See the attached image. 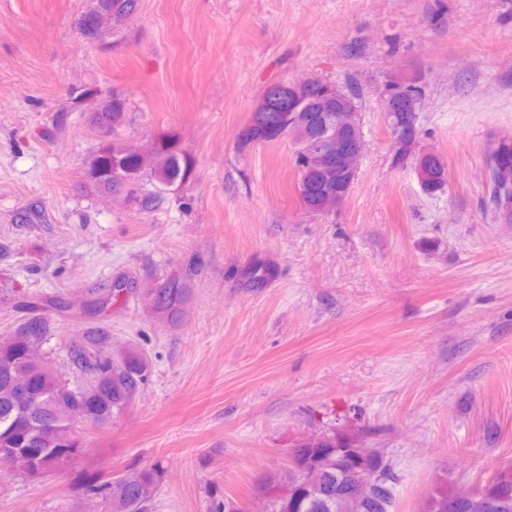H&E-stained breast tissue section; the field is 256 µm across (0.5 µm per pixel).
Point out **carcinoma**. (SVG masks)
<instances>
[{
    "label": "carcinoma",
    "mask_w": 512,
    "mask_h": 512,
    "mask_svg": "<svg viewBox=\"0 0 512 512\" xmlns=\"http://www.w3.org/2000/svg\"><path fill=\"white\" fill-rule=\"evenodd\" d=\"M422 95L421 87L414 89L399 85L387 97L394 119L405 130L403 138L394 145L392 164L402 166L412 153L419 128V113L407 106L409 95ZM308 122L300 135L317 138L321 134L323 111L336 113V100L324 94V81L316 78L297 91ZM112 105L98 114L96 122L112 123V145L100 148L87 161L85 177L97 192L114 188L112 169L119 166L134 173L135 178L148 176L156 191L145 194V203L161 201V195L181 183L190 181L193 174L192 157L179 148L173 135H165L152 145L148 156L127 152L118 138L125 123L126 99L110 95ZM275 112H253L251 139L239 142L243 148L255 144H274V136L267 131ZM298 173V195L304 210L316 214L321 207L327 182L317 171L300 165L294 157ZM416 171L421 174V190L433 196L445 189L447 171L443 161L418 157ZM489 194L487 205L501 224H512V141H497L491 147L488 159ZM185 288L177 278L168 280L157 289L150 303L154 310L175 318L181 311ZM50 325L45 318L25 321L13 336L0 340V448L13 449L9 463L27 478H40L41 471L79 454L80 438L74 436L75 415L84 422L103 426L112 418L130 408L143 391L148 363L133 350L116 353L110 350L108 337L83 336L69 345L67 355L80 378L66 388L51 362L42 358L39 348L46 340ZM318 454L328 457L345 455L336 436L327 434L309 439L298 451L300 458ZM387 484L377 490L356 512H394L397 500L398 476L389 458L382 459ZM297 468H291L282 478H270L261 487L269 512H289L288 496L279 491L288 488ZM159 475L155 466L143 467L113 481L95 477L82 484L83 495L93 501H108L110 512H152ZM350 488V479L336 475V471L320 474L314 484L305 490L296 512H337L336 499Z\"/></svg>",
    "instance_id": "cac0c4a2"
}]
</instances>
